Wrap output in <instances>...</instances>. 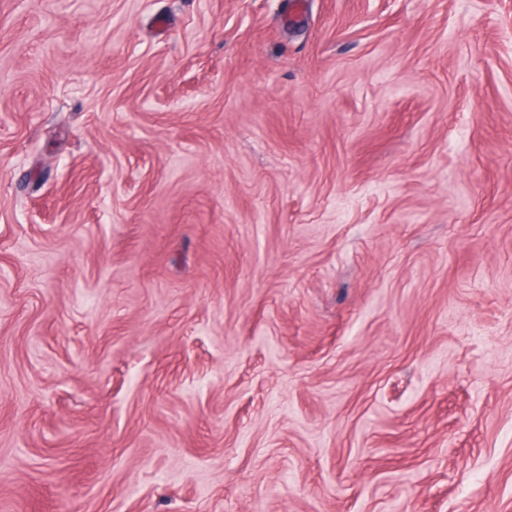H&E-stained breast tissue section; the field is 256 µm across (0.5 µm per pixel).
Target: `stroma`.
<instances>
[{"mask_svg": "<svg viewBox=\"0 0 512 512\" xmlns=\"http://www.w3.org/2000/svg\"><path fill=\"white\" fill-rule=\"evenodd\" d=\"M512 512V0H0V512Z\"/></svg>", "mask_w": 512, "mask_h": 512, "instance_id": "stroma-1", "label": "stroma"}]
</instances>
